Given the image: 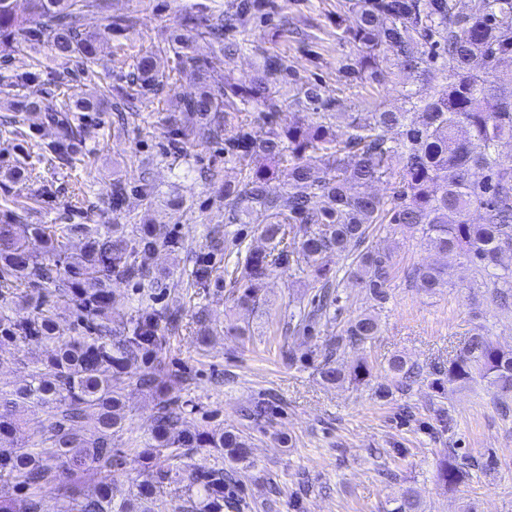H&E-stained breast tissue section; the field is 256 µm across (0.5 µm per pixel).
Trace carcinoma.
<instances>
[{
  "instance_id": "1",
  "label": "carcinoma",
  "mask_w": 512,
  "mask_h": 512,
  "mask_svg": "<svg viewBox=\"0 0 512 512\" xmlns=\"http://www.w3.org/2000/svg\"><path fill=\"white\" fill-rule=\"evenodd\" d=\"M28 18L16 15L13 0H0V53L39 40L56 55L74 63L82 73L96 55L98 36L81 29V16L104 0H31ZM349 0L348 11L336 15V37L357 48L359 57L341 67L345 83L393 86L402 73H416L435 81L433 96L420 106L419 119L369 104L359 112L340 111V99L321 86L296 77L285 57L263 54L251 82L241 85L215 77L224 56L242 47L236 35L247 33L256 12L253 0H230L224 17L190 14L170 34L168 49L198 75L197 92L177 102L174 111L183 121L173 130L182 139L224 136V152L239 164L243 177L224 182V207L232 224H253L264 246L233 241L236 261L229 273L237 306L258 309L272 269L288 264L321 283L310 309L291 313L288 331L305 335L339 303L340 296L323 265L328 253L351 262L348 278L376 301L387 297L392 276L391 255L366 246L374 224H397L420 233L435 255L428 264L409 272L415 287L433 293L444 287L443 259L455 253L485 272L512 253V165L496 155L499 142L512 140V70H499L512 60V0ZM206 36L212 54L192 55L195 37ZM448 61L435 67L437 56ZM168 76L143 58L129 74L127 85L105 86L113 109L126 102L163 92ZM100 102L74 97L47 107L59 128L49 151L62 163L72 162L70 141L76 135L70 112H97ZM255 109L261 123L245 122L243 113ZM288 110L293 121L277 124ZM345 119L347 137L335 126ZM397 132L400 138L388 137ZM288 185V203L271 193L272 180ZM394 179L391 198L363 190L383 178ZM473 208L485 210L474 224ZM68 227L57 224H0V288H26L28 294L0 310V353L18 339L36 340L45 358L30 379L0 396V477L19 491H37L51 482H73L79 473L93 471L91 492L76 498V512H159L166 485L187 483L188 499L180 512H241L248 504L224 502V489L238 482L247 467L251 437L241 430L188 424L184 405L160 400L151 443L139 453V472L124 491L112 483V436L124 429V376L161 396L170 380L161 369L160 354L168 332H178L182 305L163 313L144 305L127 328L112 335L106 311L112 306V280L138 283L148 269L138 255L157 245L178 248L163 230L143 224L136 233L123 224L102 228L84 226L86 243L78 255L68 253ZM42 243V251L27 240ZM493 300L503 307L512 302V272L493 275ZM52 288L57 298L78 313L76 335L63 339L51 307L34 297ZM380 333L379 319L369 313L350 320L330 345L320 366L330 385L347 380L362 384L371 377L364 361L336 365L348 347ZM478 373L496 394H512V349L504 350L481 331H475L459 356L448 364V381L467 382ZM48 409L40 437L28 445L8 448L26 425L28 411ZM90 418V435L73 425ZM209 449L222 466L192 470L190 452ZM475 462L453 450L439 460L437 478L454 487L470 478ZM392 512H419L418 500L408 491L395 500ZM35 496L0 499V512H39Z\"/></svg>"
}]
</instances>
